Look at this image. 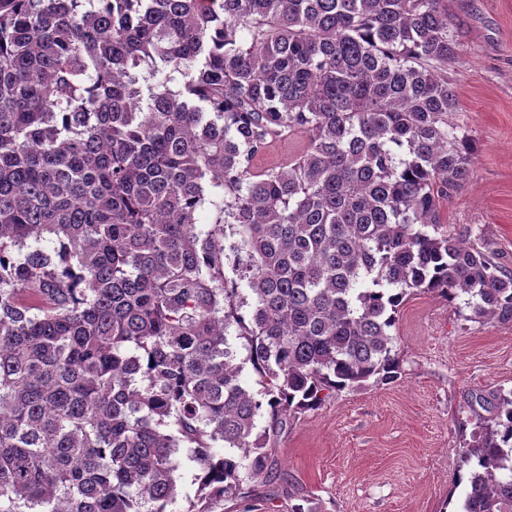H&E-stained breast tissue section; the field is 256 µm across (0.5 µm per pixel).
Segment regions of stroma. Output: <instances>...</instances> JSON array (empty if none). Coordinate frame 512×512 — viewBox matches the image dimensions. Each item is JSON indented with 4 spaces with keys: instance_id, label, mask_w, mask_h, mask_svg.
I'll return each instance as SVG.
<instances>
[{
    "instance_id": "obj_1",
    "label": "stroma",
    "mask_w": 512,
    "mask_h": 512,
    "mask_svg": "<svg viewBox=\"0 0 512 512\" xmlns=\"http://www.w3.org/2000/svg\"><path fill=\"white\" fill-rule=\"evenodd\" d=\"M458 57L448 68L457 120L476 144L471 178L444 206L451 233L490 243L512 270V0H448ZM402 378L330 395L275 437L276 477L244 481L212 512H445L457 505L459 453L484 410L476 394L512 388V323L467 320L416 291L393 331Z\"/></svg>"
}]
</instances>
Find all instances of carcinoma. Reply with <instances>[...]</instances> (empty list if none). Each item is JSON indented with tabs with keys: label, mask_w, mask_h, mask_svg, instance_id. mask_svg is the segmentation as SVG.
I'll use <instances>...</instances> for the list:
<instances>
[{
	"label": "carcinoma",
	"mask_w": 512,
	"mask_h": 512,
	"mask_svg": "<svg viewBox=\"0 0 512 512\" xmlns=\"http://www.w3.org/2000/svg\"><path fill=\"white\" fill-rule=\"evenodd\" d=\"M456 57L448 0H0V512H167L184 456L221 501L287 417L400 380L407 294L511 323L444 221ZM475 401L459 512H512V389Z\"/></svg>",
	"instance_id": "carcinoma-1"
}]
</instances>
